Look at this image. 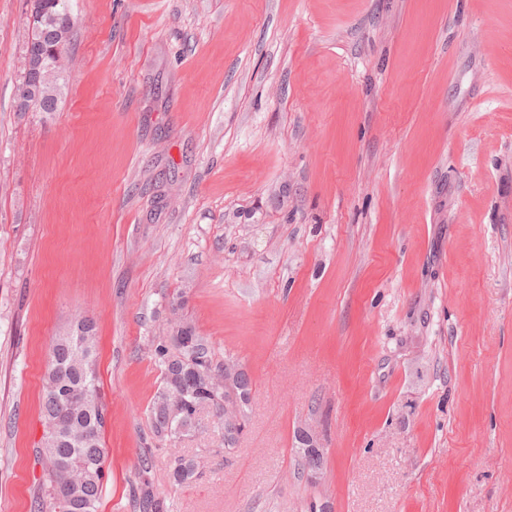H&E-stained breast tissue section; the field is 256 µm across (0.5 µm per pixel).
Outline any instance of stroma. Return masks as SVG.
<instances>
[{
  "label": "stroma",
  "instance_id": "stroma-1",
  "mask_svg": "<svg viewBox=\"0 0 512 512\" xmlns=\"http://www.w3.org/2000/svg\"><path fill=\"white\" fill-rule=\"evenodd\" d=\"M69 7L64 97L21 112L28 0H0V512L40 492L44 363L82 314L100 512L146 480L170 512H512V0ZM175 315L253 381L233 450L208 409L152 430ZM299 434L302 439L304 451L301 448L298 449H301L300 453L302 455V461L304 466H306L309 470H312L313 468L321 469L325 461V454L322 455L325 452V448H323L321 440L316 435L310 433L305 429H301L299 431ZM304 452L308 455L317 457H308ZM199 476L200 473L193 458L187 456H177L174 458L170 476L173 484H187Z\"/></svg>",
  "mask_w": 512,
  "mask_h": 512
}]
</instances>
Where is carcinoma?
Segmentation results:
<instances>
[{"mask_svg": "<svg viewBox=\"0 0 512 512\" xmlns=\"http://www.w3.org/2000/svg\"><path fill=\"white\" fill-rule=\"evenodd\" d=\"M43 2L44 14L35 23L32 41L25 51L33 70L28 72V81L19 83L21 87L34 81L35 67L52 63L59 35L71 34L74 27L68 0ZM40 87L41 111H55L64 90V71L55 73L51 80L40 83ZM97 343L96 326L91 319L82 326L76 324L70 327L64 335L52 341L41 392V407L44 419H60L64 422V429L53 445L42 449V499L35 502L36 512H43L46 498L49 499L51 512H56L62 500L69 503L67 512H99L105 481V473L99 469V462L106 456V449L98 416L106 412V408L101 399L96 372ZM150 343L154 362L160 369L166 387L184 392V399L180 403L169 401L162 392L156 394L151 408L154 434L162 440L172 433L183 437L189 435L199 425L198 414L204 408L211 409L219 423H224V392L210 390L205 382L213 369V353L195 326L177 322L169 327L165 335L151 337ZM51 383L88 388L96 395L97 405L87 411L76 410L68 401L49 390ZM233 389L237 395L251 398L253 382L247 371L243 370L237 375ZM247 424V415L244 414L238 427L226 431L225 450L236 448ZM69 467L83 470L84 477L80 484L71 486L65 481V471ZM199 476L193 458H174L171 470L173 484H187ZM137 504L139 512H168L165 499L149 483L138 488Z\"/></svg>", "mask_w": 512, "mask_h": 512, "instance_id": "obj_1", "label": "carcinoma"}]
</instances>
